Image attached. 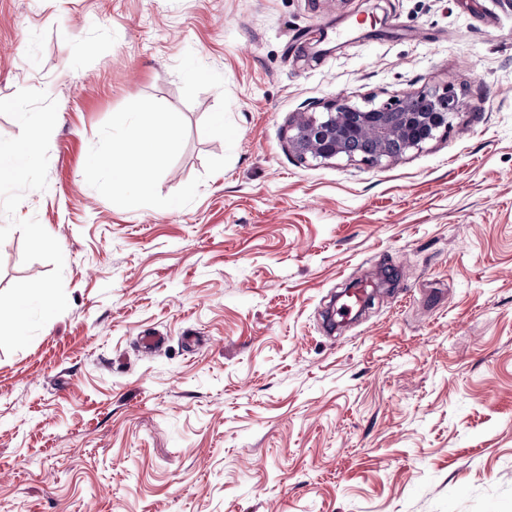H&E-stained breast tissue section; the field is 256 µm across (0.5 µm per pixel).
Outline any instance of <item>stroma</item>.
Here are the masks:
<instances>
[{"instance_id":"35a3bbf8","label":"stroma","mask_w":512,"mask_h":512,"mask_svg":"<svg viewBox=\"0 0 512 512\" xmlns=\"http://www.w3.org/2000/svg\"><path fill=\"white\" fill-rule=\"evenodd\" d=\"M189 50L233 148L202 132L218 90L183 98ZM445 86L466 109L399 161L288 145L336 96ZM23 88L58 112L17 215L59 241L69 306L0 350V512H512V0H0V100ZM141 98L187 124L158 189L202 177L188 206L85 180ZM22 257L16 230L0 291L53 269Z\"/></svg>"}]
</instances>
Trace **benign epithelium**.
I'll return each mask as SVG.
<instances>
[{
	"label": "benign epithelium",
	"instance_id": "1",
	"mask_svg": "<svg viewBox=\"0 0 512 512\" xmlns=\"http://www.w3.org/2000/svg\"><path fill=\"white\" fill-rule=\"evenodd\" d=\"M463 108V100L451 87L411 91L378 105L338 95L321 116L304 115L296 121L289 145L302 159L395 162L408 150L448 134ZM364 142L372 144V153L357 151Z\"/></svg>",
	"mask_w": 512,
	"mask_h": 512
}]
</instances>
